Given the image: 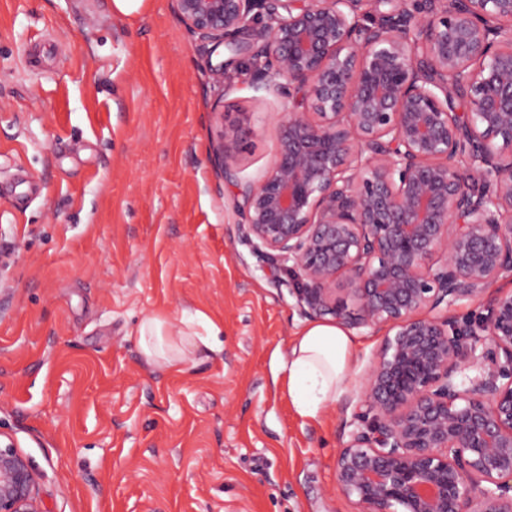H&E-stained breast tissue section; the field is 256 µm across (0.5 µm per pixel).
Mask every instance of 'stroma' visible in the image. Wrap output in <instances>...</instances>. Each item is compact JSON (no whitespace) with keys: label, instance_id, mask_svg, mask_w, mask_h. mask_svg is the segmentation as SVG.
Returning <instances> with one entry per match:
<instances>
[{"label":"stroma","instance_id":"obj_1","mask_svg":"<svg viewBox=\"0 0 512 512\" xmlns=\"http://www.w3.org/2000/svg\"><path fill=\"white\" fill-rule=\"evenodd\" d=\"M282 108L176 0H0V434L44 512H353L336 460L385 333L354 330L345 393L300 418L270 359L307 319L213 162L238 125L261 180ZM187 309L221 352L147 363L136 326Z\"/></svg>","mask_w":512,"mask_h":512}]
</instances>
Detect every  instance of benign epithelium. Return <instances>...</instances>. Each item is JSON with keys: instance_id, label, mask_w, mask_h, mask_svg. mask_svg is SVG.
Instances as JSON below:
<instances>
[{"instance_id": "benign-epithelium-1", "label": "benign epithelium", "mask_w": 512, "mask_h": 512, "mask_svg": "<svg viewBox=\"0 0 512 512\" xmlns=\"http://www.w3.org/2000/svg\"><path fill=\"white\" fill-rule=\"evenodd\" d=\"M285 116L243 243L291 264L301 313L388 326L336 467L356 512H512V0H177ZM469 103L459 112L456 102ZM479 299L478 325L450 315ZM448 315H425L439 307ZM0 512H43L0 443Z\"/></svg>"}]
</instances>
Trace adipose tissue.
<instances>
[{"mask_svg":"<svg viewBox=\"0 0 512 512\" xmlns=\"http://www.w3.org/2000/svg\"><path fill=\"white\" fill-rule=\"evenodd\" d=\"M219 327L204 314L183 315L179 329L166 319L144 318L136 329L138 345L146 361L168 369H183L187 350L203 345L219 351ZM357 346L343 327L313 322L299 328L288 351H273V375L288 378V397L297 415L317 420L342 395L351 376Z\"/></svg>","mask_w":512,"mask_h":512,"instance_id":"ef3b65f1","label":"adipose tissue"}]
</instances>
